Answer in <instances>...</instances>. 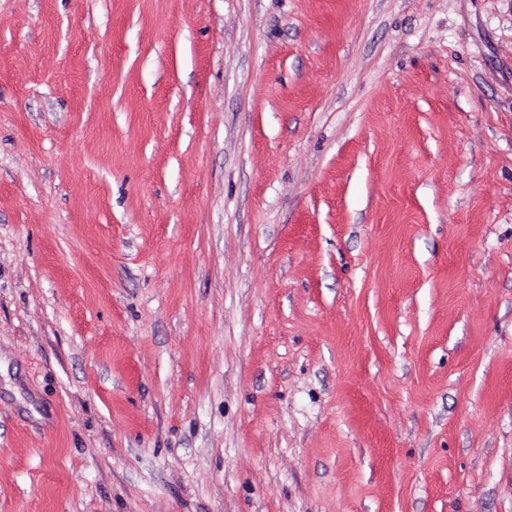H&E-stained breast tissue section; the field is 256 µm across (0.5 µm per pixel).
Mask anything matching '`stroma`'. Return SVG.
Instances as JSON below:
<instances>
[{"label": "stroma", "mask_w": 512, "mask_h": 512, "mask_svg": "<svg viewBox=\"0 0 512 512\" xmlns=\"http://www.w3.org/2000/svg\"><path fill=\"white\" fill-rule=\"evenodd\" d=\"M0 512H512V0H0Z\"/></svg>", "instance_id": "1"}]
</instances>
